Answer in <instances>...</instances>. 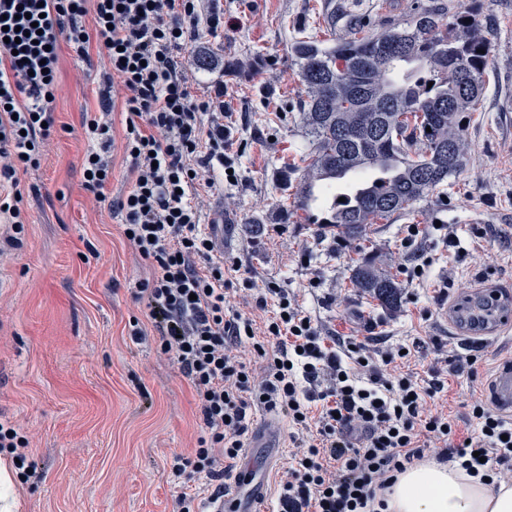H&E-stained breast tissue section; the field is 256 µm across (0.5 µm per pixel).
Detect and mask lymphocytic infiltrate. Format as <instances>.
Masks as SVG:
<instances>
[{"instance_id":"lymphocytic-infiltrate-1","label":"lymphocytic infiltrate","mask_w":512,"mask_h":512,"mask_svg":"<svg viewBox=\"0 0 512 512\" xmlns=\"http://www.w3.org/2000/svg\"><path fill=\"white\" fill-rule=\"evenodd\" d=\"M224 31L222 0H0V213L21 245L25 188L20 172L38 168L51 134L62 45L97 48L109 85L124 92L122 138L105 112L85 116L90 145L83 186L123 217L121 233L150 278L135 298L160 352L194 389L207 430L189 454H177L174 477L204 483L214 495L244 447L254 410L285 414L294 451L283 474L279 512H384L382 493L436 443L438 462L497 487L512 483V422L490 402L471 405L478 434L454 441L455 420L431 412L439 379L421 386L391 371L397 353L375 359L366 344L321 335L285 289H252L249 313L227 296L240 270L225 261L202 228L203 208L237 167L233 129L224 122L223 81L196 94L186 49L200 31ZM133 176L130 190L107 199L114 144ZM31 440L0 421V453L21 483L38 479Z\"/></svg>"}]
</instances>
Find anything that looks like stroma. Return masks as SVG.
<instances>
[{
	"label": "stroma",
	"mask_w": 512,
	"mask_h": 512,
	"mask_svg": "<svg viewBox=\"0 0 512 512\" xmlns=\"http://www.w3.org/2000/svg\"><path fill=\"white\" fill-rule=\"evenodd\" d=\"M419 0H254L241 11L224 0L225 27L214 46L224 54L225 100L234 138L245 149L238 181L215 197L224 214L213 232L226 260L241 264L236 287L274 284L295 294L322 335L348 336L371 351L407 347L411 372L439 374L435 402L449 404L458 433L473 434L475 399H489L490 377L512 357V340L476 343L448 320L456 299L479 288L512 289V0H449L472 13L490 43L486 88L467 129L464 169L420 201L410 214L366 225L344 247L316 244L300 206L301 178L314 147L303 124L307 100L294 40L324 44L404 21ZM273 59L271 69L260 61ZM98 56L62 48L55 125L27 186L23 243L0 239V417L32 438L43 473L17 485L10 512H177L184 483L172 457L189 453L202 433L197 400L156 337L135 341L131 320L146 321L134 297L148 261H132L120 214L95 208L82 186L85 113L100 111ZM450 225L447 242L435 223ZM253 224H284L285 238L250 233ZM420 234L404 247L406 227ZM384 264L401 290L385 309L353 285L364 259ZM423 265L409 278L405 271ZM483 358L486 379L469 377L468 359ZM281 436L268 458L264 512H277L278 485L292 444L288 419L268 414Z\"/></svg>",
	"instance_id": "obj_1"
}]
</instances>
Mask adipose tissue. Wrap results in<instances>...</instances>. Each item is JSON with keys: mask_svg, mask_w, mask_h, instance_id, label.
Returning <instances> with one entry per match:
<instances>
[{"mask_svg": "<svg viewBox=\"0 0 512 512\" xmlns=\"http://www.w3.org/2000/svg\"><path fill=\"white\" fill-rule=\"evenodd\" d=\"M387 504L388 512H512V485L491 491L447 466H416L399 475Z\"/></svg>", "mask_w": 512, "mask_h": 512, "instance_id": "ef3b65f1", "label": "adipose tissue"}]
</instances>
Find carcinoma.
Segmentation results:
<instances>
[{
    "label": "carcinoma",
    "instance_id": "obj_1",
    "mask_svg": "<svg viewBox=\"0 0 512 512\" xmlns=\"http://www.w3.org/2000/svg\"><path fill=\"white\" fill-rule=\"evenodd\" d=\"M291 50L307 88L303 123L316 142L302 207L325 198L317 223L359 234L366 224L411 211L462 171L465 131L490 57L473 15L450 16L434 0L360 37L330 46L302 40ZM370 269L358 265L355 279L383 306L397 305L396 285Z\"/></svg>",
    "mask_w": 512,
    "mask_h": 512
}]
</instances>
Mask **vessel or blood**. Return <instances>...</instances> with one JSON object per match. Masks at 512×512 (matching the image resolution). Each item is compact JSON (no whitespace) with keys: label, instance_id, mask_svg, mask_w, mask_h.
<instances>
[{"label":"vessel or blood","instance_id":"obj_1","mask_svg":"<svg viewBox=\"0 0 512 512\" xmlns=\"http://www.w3.org/2000/svg\"><path fill=\"white\" fill-rule=\"evenodd\" d=\"M453 311L462 317L468 334L494 336L512 329V290L484 288L460 299ZM494 400L504 412L512 414V365L503 366L496 377ZM239 485L250 486L248 496L230 494L212 498L203 512H262L266 501L263 484L254 483L250 467H243L235 476Z\"/></svg>","mask_w":512,"mask_h":512}]
</instances>
